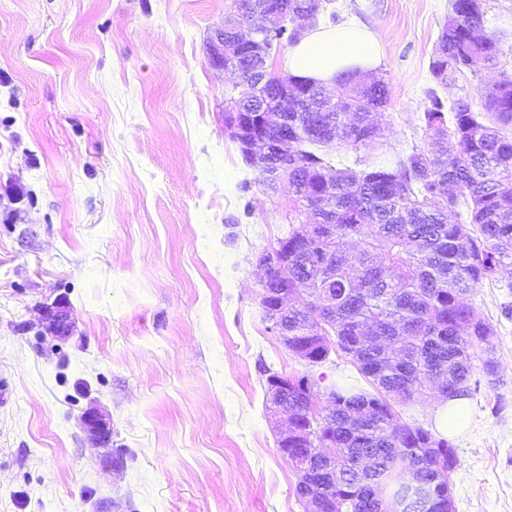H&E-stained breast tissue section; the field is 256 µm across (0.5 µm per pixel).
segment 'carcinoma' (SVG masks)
Listing matches in <instances>:
<instances>
[{"label": "carcinoma", "mask_w": 512, "mask_h": 512, "mask_svg": "<svg viewBox=\"0 0 512 512\" xmlns=\"http://www.w3.org/2000/svg\"><path fill=\"white\" fill-rule=\"evenodd\" d=\"M331 0H294L299 9L336 19ZM506 30L485 31L483 0H450L448 19L429 70L436 87L426 91L420 117L427 148H412L386 164L358 159L336 166L322 147L338 140L357 148L377 136L374 113L389 102L383 77L369 83L354 73L336 79V96L324 87L294 80V103L303 111L282 118L288 130V168L278 179L294 190L298 222L288 224V292L308 298L319 314L323 335L315 358L330 348L351 358L372 390L354 383L304 375L292 378L288 408L306 429L310 420L301 397L313 399L320 384L336 391L326 409L319 439L336 449L340 512H391L373 488L383 486L393 499H411L432 485L434 471L457 469L456 448L421 426L402 421L392 400L411 401L426 393L428 380L444 375L443 399L468 397L480 388L474 377L475 344L494 334L493 325L467 295L484 282L512 271V77L485 90L482 109L445 104L437 88L456 73L474 74L497 65ZM256 86L224 90V128L239 143L235 112L251 104L278 111L282 82L269 71ZM454 141L456 153L445 150ZM466 210L469 222H452L448 212ZM359 246L357 267L346 250ZM307 314L288 308V333L298 344ZM439 448L434 465L418 451Z\"/></svg>", "instance_id": "carcinoma-1"}]
</instances>
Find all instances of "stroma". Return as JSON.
Wrapping results in <instances>:
<instances>
[{
	"instance_id": "1",
	"label": "stroma",
	"mask_w": 512,
	"mask_h": 512,
	"mask_svg": "<svg viewBox=\"0 0 512 512\" xmlns=\"http://www.w3.org/2000/svg\"><path fill=\"white\" fill-rule=\"evenodd\" d=\"M379 38L378 139L329 151L385 163L424 148L420 116L449 0H337ZM231 0H0V512H305L266 404L265 368L306 366L265 330L259 256L294 194L266 190L224 131L209 41ZM505 68L463 72L445 101ZM70 304L73 334L41 335ZM469 303L494 336L453 436L456 512H512V274ZM97 408L99 445L81 416ZM42 324L58 341H64L71 335L70 306L66 299L56 298L50 304L40 308ZM83 429L97 443L106 444L111 437L109 422L94 408L87 409L82 417Z\"/></svg>"
}]
</instances>
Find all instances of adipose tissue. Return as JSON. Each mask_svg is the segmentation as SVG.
<instances>
[{"label":"adipose tissue","instance_id":"ef3b65f1","mask_svg":"<svg viewBox=\"0 0 512 512\" xmlns=\"http://www.w3.org/2000/svg\"><path fill=\"white\" fill-rule=\"evenodd\" d=\"M381 60L382 47L377 36L363 25L347 23L305 31L288 50L287 68L294 78L330 87L340 74H367Z\"/></svg>","mask_w":512,"mask_h":512}]
</instances>
